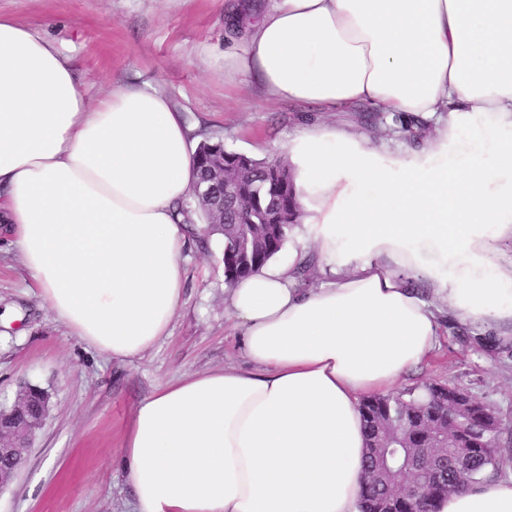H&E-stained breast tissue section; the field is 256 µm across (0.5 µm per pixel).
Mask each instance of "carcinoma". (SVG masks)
<instances>
[{
  "label": "carcinoma",
  "instance_id": "cac0c4a2",
  "mask_svg": "<svg viewBox=\"0 0 512 512\" xmlns=\"http://www.w3.org/2000/svg\"><path fill=\"white\" fill-rule=\"evenodd\" d=\"M199 177L211 178V173L225 172L228 190L224 196L210 192L194 195L196 211L204 219V227L189 223V234L197 237L219 234L224 244V283L232 286L254 273L277 254L292 228L301 222L302 210L296 199L288 159L277 156L260 160L237 178L229 174L240 162L239 153L224 147V141L211 139L200 142L195 150ZM428 399H414L415 389L389 396H374L361 403L367 443L373 444V428L378 423L408 432L412 443L430 445L432 428L428 422L440 417L448 430V447L439 449L448 460V483H438L425 494L424 509L434 512L435 502L448 492L476 484L485 474L499 475L506 462L501 448V421L488 406L472 411H457L448 406V386L425 383ZM13 406L24 415L36 416L44 407V398L27 391ZM467 436L459 443L457 432ZM378 460L367 449L364 461L365 483L362 488V512H380L381 504L395 497L397 480L388 485L370 480Z\"/></svg>",
  "mask_w": 512,
  "mask_h": 512
}]
</instances>
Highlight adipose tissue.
<instances>
[{"instance_id": "1", "label": "adipose tissue", "mask_w": 512, "mask_h": 512, "mask_svg": "<svg viewBox=\"0 0 512 512\" xmlns=\"http://www.w3.org/2000/svg\"><path fill=\"white\" fill-rule=\"evenodd\" d=\"M234 18L224 76L268 101L445 120L396 153L319 122L293 136L307 218L287 261L224 291L247 367L140 401L121 473L134 512H361L362 398L435 352L441 313L512 340L496 261L512 239V0H246ZM194 152L168 95L90 101L71 57L0 15V221L55 320L112 357L153 348L181 304ZM312 259L323 281L305 288L294 267ZM436 512H512V477Z\"/></svg>"}]
</instances>
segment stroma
Returning a JSON list of instances; mask_svg holds the SVG:
<instances>
[{"mask_svg":"<svg viewBox=\"0 0 512 512\" xmlns=\"http://www.w3.org/2000/svg\"><path fill=\"white\" fill-rule=\"evenodd\" d=\"M233 0H0V14L34 24L74 58L90 98L114 85L151 84L170 96L197 140L223 139L256 159L285 151L310 122L349 128L395 152L420 148L431 118L361 104L342 112L266 101L256 84L224 81L232 39L224 12ZM440 348L403 377L467 390L498 413L512 439V343L483 348L482 327L440 321ZM246 359L224 306V260L215 241L190 244L184 296L169 336L119 360L70 335L29 288L17 257L0 243V405L31 384L48 391L43 427L0 512H133L118 468L122 434L137 404L161 385Z\"/></svg>","mask_w":512,"mask_h":512,"instance_id":"35a3bbf8","label":"stroma"}]
</instances>
